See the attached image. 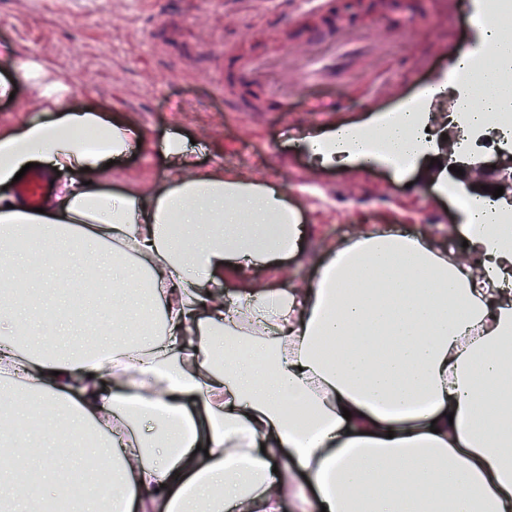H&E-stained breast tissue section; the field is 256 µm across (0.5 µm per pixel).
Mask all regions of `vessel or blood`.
I'll use <instances>...</instances> for the list:
<instances>
[{
	"instance_id": "1",
	"label": "vessel or blood",
	"mask_w": 512,
	"mask_h": 512,
	"mask_svg": "<svg viewBox=\"0 0 512 512\" xmlns=\"http://www.w3.org/2000/svg\"><path fill=\"white\" fill-rule=\"evenodd\" d=\"M335 6V0H292L291 13L298 19L312 15L325 17ZM367 40V34L359 29L328 26L312 29L305 39L306 54L289 63L294 86L311 80L339 78L356 79L374 87L379 86L386 58L377 46L371 52H364L363 45ZM219 71L235 83L268 88L271 106L277 110L284 109L294 94V87L269 89L260 66L255 61L241 59L231 46L224 49V61ZM46 185L45 175L32 173L24 182L21 194L29 205H38Z\"/></svg>"
}]
</instances>
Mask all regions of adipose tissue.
<instances>
[{
  "instance_id": "adipose-tissue-1",
  "label": "adipose tissue",
  "mask_w": 512,
  "mask_h": 512,
  "mask_svg": "<svg viewBox=\"0 0 512 512\" xmlns=\"http://www.w3.org/2000/svg\"><path fill=\"white\" fill-rule=\"evenodd\" d=\"M468 118L512 105L495 71ZM51 119L0 129V245L27 236L57 268L87 260L124 271L117 341L57 354L20 348L26 328L0 300V393L50 424L48 456L12 439L0 507L57 499L58 456L87 454L121 512H512V224L508 208L463 209L453 231L468 261L386 226L329 250L317 279L285 291L248 285L217 299V276L280 270L305 227L285 194L194 173L179 136L163 148L168 184L117 196L105 165L140 132L56 102ZM425 112L400 109L309 137L323 159L357 167L415 161L431 144ZM83 130L97 132L88 147ZM57 170L43 212L8 193L22 166Z\"/></svg>"
}]
</instances>
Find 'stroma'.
Listing matches in <instances>:
<instances>
[{
    "instance_id": "obj_1",
    "label": "stroma",
    "mask_w": 512,
    "mask_h": 512,
    "mask_svg": "<svg viewBox=\"0 0 512 512\" xmlns=\"http://www.w3.org/2000/svg\"><path fill=\"white\" fill-rule=\"evenodd\" d=\"M410 24L387 62V80L370 93L350 84L312 83L283 112L259 106L230 111L217 85L225 45L245 58L266 60L302 49L281 0H0V79L11 96L0 97V128L38 116L49 86H68L93 110L129 122L144 135L140 148L115 162L103 188H154L169 179L158 145L171 132L196 141L198 168L222 170L283 189L306 226L299 254L278 274H252L254 284L285 288L311 283L323 256L378 225L432 237L457 257L460 238L449 235L462 220L434 176L397 174L385 163L353 170L314 159L299 131L316 122L308 105L335 104L329 125L362 123L376 112L423 100L437 134L462 89L452 83L458 54L484 44L478 0H406ZM439 95L421 99L426 87ZM23 280L57 290L63 304L85 320L103 316L112 300L102 289L89 300L77 274L47 265H23Z\"/></svg>"
}]
</instances>
